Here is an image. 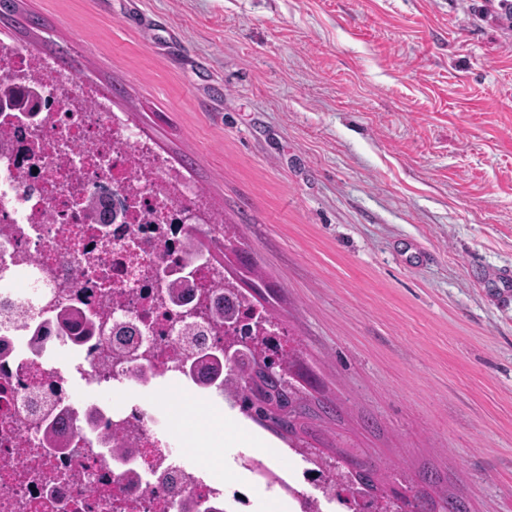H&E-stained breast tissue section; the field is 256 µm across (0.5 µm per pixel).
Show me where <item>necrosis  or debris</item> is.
<instances>
[{
	"label": "necrosis or debris",
	"instance_id": "obj_1",
	"mask_svg": "<svg viewBox=\"0 0 512 512\" xmlns=\"http://www.w3.org/2000/svg\"><path fill=\"white\" fill-rule=\"evenodd\" d=\"M0 77L36 89L33 117L0 122V301L14 312L0 319V512H254L258 493L287 500L292 512H352V492L337 490L334 468L313 473L308 457L289 449L240 453L234 468L251 482H229L187 462L173 448L172 422L131 397L136 375L180 384L198 398L181 339L187 326L222 346L224 327L209 318L224 293V273L205 261L173 262L186 236L217 230L202 195L152 145L138 138L110 99L71 71L0 39ZM97 203L85 208V197ZM190 275V299L177 305L162 279ZM77 306L101 326L96 339L74 345L48 337L32 353L30 326L53 310ZM75 349L72 369L56 365V348ZM119 395L97 418L74 394L71 371ZM53 395L67 409L69 452H47V419L24 406L30 391ZM133 449L130 466L101 454L114 433Z\"/></svg>",
	"mask_w": 512,
	"mask_h": 512
}]
</instances>
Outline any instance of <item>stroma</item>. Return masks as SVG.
<instances>
[{"label":"stroma","mask_w":512,"mask_h":512,"mask_svg":"<svg viewBox=\"0 0 512 512\" xmlns=\"http://www.w3.org/2000/svg\"><path fill=\"white\" fill-rule=\"evenodd\" d=\"M483 0H23L234 224L345 444L512 512V32ZM233 453L283 440L200 405Z\"/></svg>","instance_id":"stroma-1"}]
</instances>
